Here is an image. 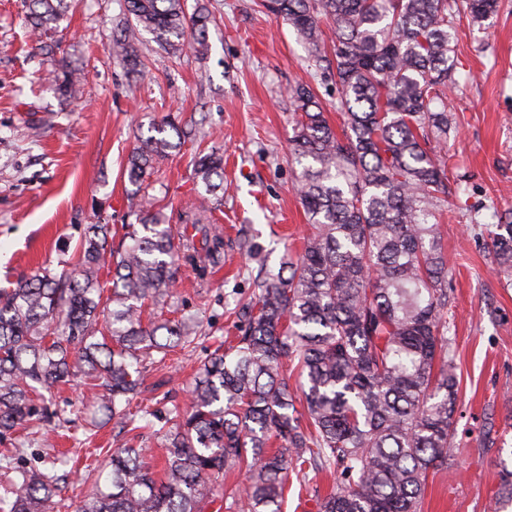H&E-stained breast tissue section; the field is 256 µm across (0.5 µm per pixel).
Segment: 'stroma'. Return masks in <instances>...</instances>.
Instances as JSON below:
<instances>
[{"mask_svg":"<svg viewBox=\"0 0 512 512\" xmlns=\"http://www.w3.org/2000/svg\"><path fill=\"white\" fill-rule=\"evenodd\" d=\"M199 2L212 18L207 57L189 49L167 53L145 33L142 73L134 77L111 53L124 0H77L54 39L57 58L84 78L63 94L26 21L24 0H0V289L47 267L64 270L77 259L86 225H111V242L119 244L135 221L134 201L144 197L164 223L183 229L188 204L204 192L193 161L214 146L224 151V201L212 217L218 231L231 237L239 225H251L273 267L286 251H301L307 217L296 190L301 168L291 158L289 90L307 84L338 130L336 85L259 0H185L186 10ZM455 44L457 86L448 98L454 129L444 152L449 177L462 184L437 222L451 263L448 335L459 416L447 465L429 473L422 512H491L500 463L512 459V275L497 270L484 230L492 212H512V0H500L483 25L461 19ZM170 116L196 124L197 139L132 186L124 174L129 155L151 125ZM252 277L245 259L228 250L207 279L182 267L173 296L146 304L147 320L193 315L201 322L190 347L144 362L143 396L158 414L153 429L142 432L151 465L162 463L163 416L185 405L196 369L235 336L233 310L248 301ZM91 390L81 377L51 388L50 406L65 418L52 439L37 423L0 437V486L15 478L12 448L27 447L26 465L55 462L63 477L60 512H75L113 449L130 438L112 422L89 428ZM334 483L325 470L290 471L282 512H318Z\"/></svg>","mask_w":512,"mask_h":512,"instance_id":"35a3bbf8","label":"stroma"}]
</instances>
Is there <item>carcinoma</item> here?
Masks as SVG:
<instances>
[{"label": "carcinoma", "mask_w": 512, "mask_h": 512, "mask_svg": "<svg viewBox=\"0 0 512 512\" xmlns=\"http://www.w3.org/2000/svg\"><path fill=\"white\" fill-rule=\"evenodd\" d=\"M74 0H29L39 50L55 60L45 36ZM290 26L334 79L338 136L310 87L290 96L299 110L291 154L301 166L298 196L311 233L299 255L279 267L242 224L230 240L212 231L206 212L223 201L224 155L199 156L205 187L191 210L194 233L174 232L143 205L125 225L130 243L110 247L107 224H89L69 270L48 268L0 293V436L57 412L39 404V389L83 376L93 381L104 425H134L143 359L189 342L185 320L143 323L148 301L172 294L180 262L202 269L227 249L258 264L252 299L239 312L236 343L216 350L174 407L161 436L164 465L135 442L112 453L106 485L76 512H224V471L246 467L231 493L235 512H279L288 470L320 467L336 490L319 512H421L431 469L448 460L457 415L451 339L448 252L430 222L448 199V161L435 149L448 140V91L456 84V16L487 20L497 0H262ZM128 16L112 55L130 72L141 64L142 33L169 53H207L210 17L187 16L183 0H125ZM336 43L321 54L322 19ZM68 92L79 72L53 70ZM194 132L174 120L140 140L125 174L140 185L155 164ZM498 267L512 273V218L485 225ZM112 268L106 309L98 277ZM304 377L305 413L296 407L286 367ZM494 512L512 507V469L501 463ZM58 478L36 467L0 496V512H59Z\"/></svg>", "instance_id": "obj_1"}]
</instances>
